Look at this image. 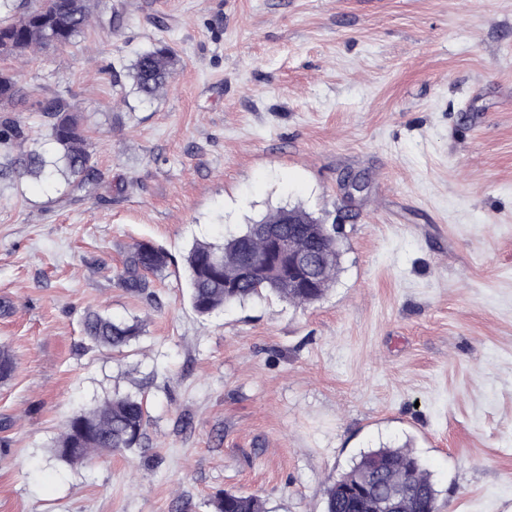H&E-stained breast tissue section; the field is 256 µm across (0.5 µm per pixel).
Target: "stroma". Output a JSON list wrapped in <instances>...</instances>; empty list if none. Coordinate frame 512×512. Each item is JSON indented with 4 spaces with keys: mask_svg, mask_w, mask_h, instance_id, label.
Wrapping results in <instances>:
<instances>
[{
    "mask_svg": "<svg viewBox=\"0 0 512 512\" xmlns=\"http://www.w3.org/2000/svg\"><path fill=\"white\" fill-rule=\"evenodd\" d=\"M74 43L23 59L13 119L89 118L96 181L0 182V512H324L361 452L411 443L440 512H512V0H101ZM179 63L142 100L128 69ZM365 180L348 196V179ZM300 205L342 225L319 302L191 309L184 257ZM169 255L149 295L126 253ZM138 320L119 351L86 313ZM141 396L142 448L71 465L66 420ZM171 48L162 44L138 55L129 68L136 93L143 99H154L169 83L175 67ZM168 265V254L150 243H138L131 248L117 273L120 285L127 290L143 294L150 287L148 275L162 273ZM213 512H264L261 500L252 494L224 491L210 501Z\"/></svg>",
    "mask_w": 512,
    "mask_h": 512,
    "instance_id": "1",
    "label": "stroma"
}]
</instances>
